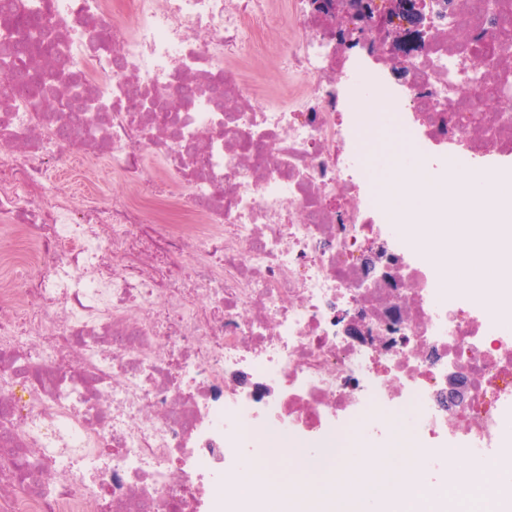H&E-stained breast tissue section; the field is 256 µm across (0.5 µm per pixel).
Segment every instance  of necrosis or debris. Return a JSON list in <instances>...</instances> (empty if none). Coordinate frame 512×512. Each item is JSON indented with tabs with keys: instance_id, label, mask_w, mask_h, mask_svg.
Segmentation results:
<instances>
[{
	"instance_id": "necrosis-or-debris-1",
	"label": "necrosis or debris",
	"mask_w": 512,
	"mask_h": 512,
	"mask_svg": "<svg viewBox=\"0 0 512 512\" xmlns=\"http://www.w3.org/2000/svg\"><path fill=\"white\" fill-rule=\"evenodd\" d=\"M18 2L60 46L30 48L27 73L112 110L66 137L69 110L0 79V222L18 242L0 251V512H252L255 435L315 469L362 418L353 495L397 463L365 418L393 409L424 472L396 512H491L512 313L492 288L447 295L435 241L399 230L363 153L393 122L437 180L457 158L512 173V0H426L421 51L372 62L315 31L310 0ZM274 17L272 92L247 62ZM66 148L125 190L74 204L55 178ZM452 377L469 386L455 405Z\"/></svg>"
}]
</instances>
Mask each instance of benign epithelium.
<instances>
[{
	"instance_id": "1",
	"label": "benign epithelium",
	"mask_w": 512,
	"mask_h": 512,
	"mask_svg": "<svg viewBox=\"0 0 512 512\" xmlns=\"http://www.w3.org/2000/svg\"><path fill=\"white\" fill-rule=\"evenodd\" d=\"M390 4L392 11L410 18L411 31L394 27L389 17L374 12L368 0H317L313 14L324 23L325 33L339 45L359 46L370 56L398 55L403 47L401 37L410 32L415 46H420L424 3L423 0H390Z\"/></svg>"
}]
</instances>
